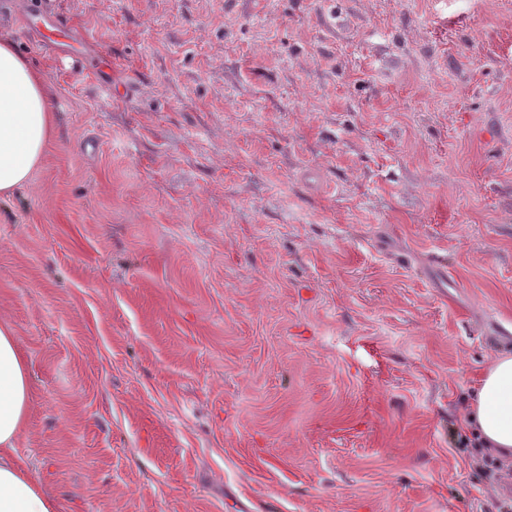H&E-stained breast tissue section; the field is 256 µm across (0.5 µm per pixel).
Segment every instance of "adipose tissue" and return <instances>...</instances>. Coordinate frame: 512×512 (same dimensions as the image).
<instances>
[{"mask_svg": "<svg viewBox=\"0 0 512 512\" xmlns=\"http://www.w3.org/2000/svg\"><path fill=\"white\" fill-rule=\"evenodd\" d=\"M56 128L45 75L0 36V198L39 166ZM29 376L12 325L0 323V512H59L58 502L17 462L15 443L30 406ZM485 446L512 452V355L482 373L468 416Z\"/></svg>", "mask_w": 512, "mask_h": 512, "instance_id": "obj_1", "label": "adipose tissue"}]
</instances>
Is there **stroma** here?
<instances>
[{
	"label": "stroma",
	"instance_id": "stroma-1",
	"mask_svg": "<svg viewBox=\"0 0 512 512\" xmlns=\"http://www.w3.org/2000/svg\"><path fill=\"white\" fill-rule=\"evenodd\" d=\"M29 0L53 141L0 199L15 454L60 512H499L512 0ZM474 432L481 436L458 441L459 448H471L472 461L485 470L489 488L498 497L500 510L511 511L512 460L496 455L491 448L512 453V355H501L481 374L468 416ZM508 492L509 505L499 498ZM506 508V509H505Z\"/></svg>",
	"mask_w": 512,
	"mask_h": 512
}]
</instances>
